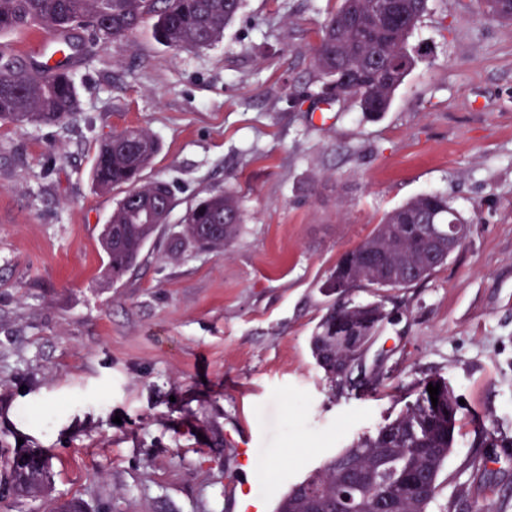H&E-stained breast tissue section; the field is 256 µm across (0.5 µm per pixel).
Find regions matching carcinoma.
<instances>
[{"instance_id":"1","label":"carcinoma","mask_w":512,"mask_h":512,"mask_svg":"<svg viewBox=\"0 0 512 512\" xmlns=\"http://www.w3.org/2000/svg\"><path fill=\"white\" fill-rule=\"evenodd\" d=\"M241 0H0V36L32 29L56 35L55 67L32 56L24 61L0 45V124L17 127L59 125L81 108L74 80L76 64L96 47L129 41L141 24L154 20V34L167 47L203 49L218 41L237 16ZM486 15L512 21V0H479ZM390 0H341L313 47V64L322 78L318 102L332 106L353 100L361 112L375 116L389 110L410 74L415 58L409 38L426 12L428 0H398L403 19L384 21ZM160 150L144 129L128 127L100 145L93 169L97 191H123L104 225L99 243L107 258L105 275L120 282L139 267L147 244L161 225L157 202L171 212L174 200L164 180L141 183ZM183 236L199 250H226L242 224L238 195L212 193L189 206L182 219ZM469 225L466 218L436 192H425L389 212L358 247L346 252L323 288L339 300L329 306L311 336L312 354L331 383L343 386L349 376L336 363H356L362 351L341 337L349 327L363 344L379 333L390 312L378 302L348 303L353 288H407L430 275L445 260L432 261L435 243L448 236V225ZM384 256L382 262L372 258ZM440 385L432 405L428 382ZM461 404L441 376L418 383L415 397L394 419L372 435L354 441L323 467L295 484L278 501L275 512H308L303 489L316 497V512H370L371 498L391 499L392 512H430L439 475L454 445ZM15 449L0 457V502L31 505L48 494L51 457L21 464Z\"/></svg>"}]
</instances>
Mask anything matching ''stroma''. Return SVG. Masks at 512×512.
<instances>
[{
    "mask_svg": "<svg viewBox=\"0 0 512 512\" xmlns=\"http://www.w3.org/2000/svg\"><path fill=\"white\" fill-rule=\"evenodd\" d=\"M339 0H243L212 47L176 52L145 23L75 68L66 124L0 126V455L53 454L41 512H237L234 450L276 506L288 488L403 409L426 377L465 412L431 512H512V24L479 0H430L417 63L388 112L353 101L315 116L290 86L320 82L309 48ZM129 126L161 151L144 181L177 204L146 261L104 279L99 235L116 194L95 191L100 144ZM237 192L243 221L222 253L168 248L186 207ZM472 221L446 264L407 288L354 289L390 317L352 378L332 386L309 345L332 304L322 285L385 214L419 193ZM40 405L43 422L22 410ZM502 444L474 451L472 415Z\"/></svg>",
    "mask_w": 512,
    "mask_h": 512,
    "instance_id": "stroma-1",
    "label": "stroma"
}]
</instances>
